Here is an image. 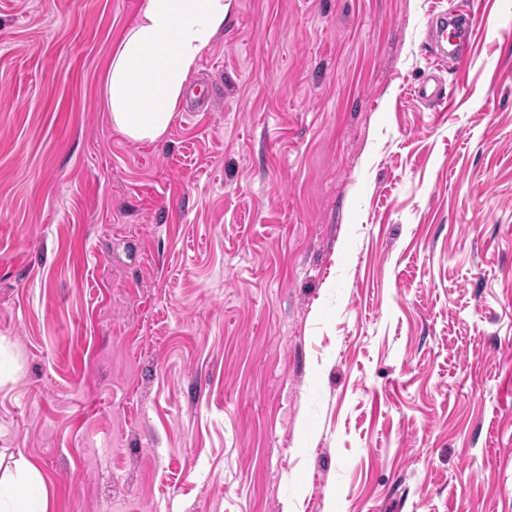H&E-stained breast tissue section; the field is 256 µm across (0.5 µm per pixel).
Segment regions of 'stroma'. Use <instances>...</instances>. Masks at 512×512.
<instances>
[{"label": "stroma", "instance_id": "35a3bbf8", "mask_svg": "<svg viewBox=\"0 0 512 512\" xmlns=\"http://www.w3.org/2000/svg\"><path fill=\"white\" fill-rule=\"evenodd\" d=\"M139 2L0 0V454L48 512H512V0H230L157 143ZM411 92L414 96L423 101L436 102L443 108H446L448 105L449 95L446 93L445 88L439 84L423 81L411 88Z\"/></svg>", "mask_w": 512, "mask_h": 512}]
</instances>
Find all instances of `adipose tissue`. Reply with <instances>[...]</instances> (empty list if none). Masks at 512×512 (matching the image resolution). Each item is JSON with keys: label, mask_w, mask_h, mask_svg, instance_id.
Instances as JSON below:
<instances>
[{"label": "adipose tissue", "mask_w": 512, "mask_h": 512, "mask_svg": "<svg viewBox=\"0 0 512 512\" xmlns=\"http://www.w3.org/2000/svg\"><path fill=\"white\" fill-rule=\"evenodd\" d=\"M225 0H141L116 46L107 76L108 105L116 129L134 141L164 138L204 50L224 27ZM39 471L0 473V500L12 512H47Z\"/></svg>", "instance_id": "adipose-tissue-1"}]
</instances>
